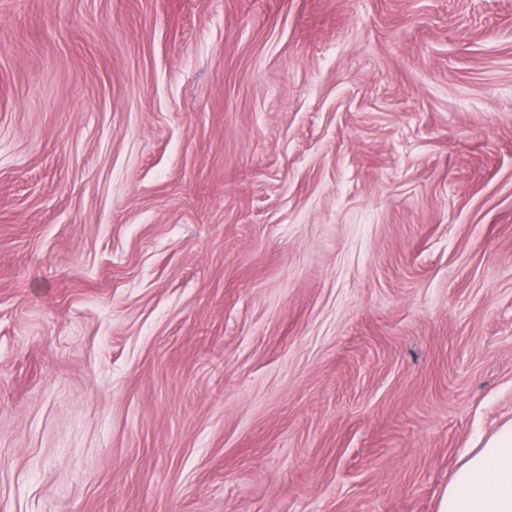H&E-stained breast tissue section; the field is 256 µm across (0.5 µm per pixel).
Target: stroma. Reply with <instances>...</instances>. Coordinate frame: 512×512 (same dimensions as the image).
Wrapping results in <instances>:
<instances>
[{"label":"stroma","instance_id":"obj_1","mask_svg":"<svg viewBox=\"0 0 512 512\" xmlns=\"http://www.w3.org/2000/svg\"><path fill=\"white\" fill-rule=\"evenodd\" d=\"M512 421V0H0V512H437Z\"/></svg>","mask_w":512,"mask_h":512}]
</instances>
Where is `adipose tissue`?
<instances>
[{
    "label": "adipose tissue",
    "instance_id": "ef3b65f1",
    "mask_svg": "<svg viewBox=\"0 0 512 512\" xmlns=\"http://www.w3.org/2000/svg\"><path fill=\"white\" fill-rule=\"evenodd\" d=\"M437 512H512V422L502 425L461 464Z\"/></svg>",
    "mask_w": 512,
    "mask_h": 512
}]
</instances>
